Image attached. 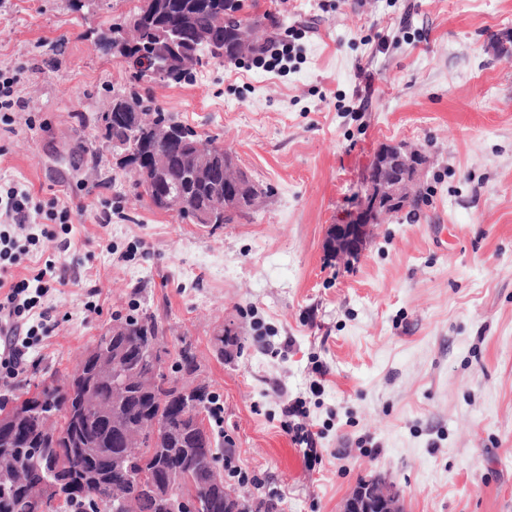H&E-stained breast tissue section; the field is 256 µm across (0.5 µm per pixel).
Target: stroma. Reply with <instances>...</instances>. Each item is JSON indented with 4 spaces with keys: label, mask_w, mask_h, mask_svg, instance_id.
Segmentation results:
<instances>
[{
    "label": "stroma",
    "mask_w": 512,
    "mask_h": 512,
    "mask_svg": "<svg viewBox=\"0 0 512 512\" xmlns=\"http://www.w3.org/2000/svg\"><path fill=\"white\" fill-rule=\"evenodd\" d=\"M138 4L0 0V68H24L28 103L0 128V177L87 207L71 233L49 227L48 254L70 238L58 254L81 282L47 297L53 326L8 398L71 371L135 303L169 348L191 344L223 401L218 440L248 477H225L235 494L339 512L378 474L405 512H512V52L495 44L512 0H244L257 38L294 44V67L246 53L178 83L96 48ZM131 91L235 155L267 190L252 219L192 224L138 195L99 120ZM400 143L430 158L418 206L330 253L329 228ZM297 397L324 433L315 461L282 429Z\"/></svg>",
    "instance_id": "obj_1"
}]
</instances>
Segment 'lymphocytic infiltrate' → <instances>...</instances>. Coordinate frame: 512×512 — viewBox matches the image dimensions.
<instances>
[{
    "mask_svg": "<svg viewBox=\"0 0 512 512\" xmlns=\"http://www.w3.org/2000/svg\"><path fill=\"white\" fill-rule=\"evenodd\" d=\"M24 73L18 68H0V125L12 127L17 112L26 101L21 91ZM83 203L47 202L37 199L25 185L0 181V385L9 386L23 373L31 358L38 356L40 344L49 333L51 310L44 303L53 291L71 287L65 264L45 257L44 245L34 225L49 222L71 232ZM37 256L29 275L13 272L21 256Z\"/></svg>",
    "mask_w": 512,
    "mask_h": 512,
    "instance_id": "f902f5d3",
    "label": "lymphocytic infiltrate"
}]
</instances>
